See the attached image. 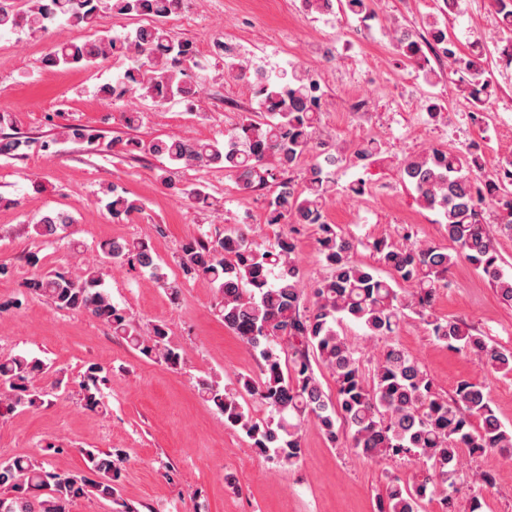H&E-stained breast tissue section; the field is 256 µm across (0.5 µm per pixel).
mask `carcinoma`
Listing matches in <instances>:
<instances>
[{
  "mask_svg": "<svg viewBox=\"0 0 512 512\" xmlns=\"http://www.w3.org/2000/svg\"><path fill=\"white\" fill-rule=\"evenodd\" d=\"M27 10L0 0V32L25 30L46 35L65 27L93 28L107 9L139 17L144 23L121 34L110 32L94 39L57 40L43 58L47 68L88 67L109 58L122 70L101 85L104 99H149L157 106L177 97L188 111L201 101L204 83L188 73L197 66L194 45L178 39L166 19L180 13L184 0H31ZM364 21L371 17V0H303L308 13L329 14L334 6ZM499 16L500 60L512 66V0H493ZM392 42L398 53L422 70L432 85L437 77L428 56L443 60L465 73L474 124L483 122L482 103L495 91L493 74L483 67L481 54L463 57L447 27L437 18L423 21V33L398 26ZM258 112L242 116L224 132V140H197L171 135L142 142L127 135L140 120L132 110L123 114L125 130L106 137L81 124L63 127L59 137L85 143L94 151L131 154L135 151L165 157L171 166L161 182L177 187L189 169L220 166L234 177L239 190L270 188L267 224H311L318 237V255L326 269L311 294L304 292L301 267L295 258L296 239L282 234L269 249L256 247L246 227L236 225L215 237L202 234L180 246L177 264L186 279H202L215 290V310L224 326L238 336L262 361L258 380L240 377L233 387L200 379L199 394L212 403L231 427L241 429L251 446L284 468L297 466L302 457L301 430L315 421L331 445L347 429L348 449L375 461L407 458L417 476L406 481L385 474L376 497L377 512H423L425 502L438 501L440 512H455L462 455H498L512 460V430L499 421L486 387L461 381L451 398L439 396L433 379L419 362L398 346L384 345L374 359L372 375L362 366V351L343 336L351 322L364 335L387 339L411 312L433 336L448 347L464 351L496 373H512V349L489 343L476 328L462 320L445 319L433 309L448 270L464 260L489 281L499 300L512 306V275L503 270L497 236L512 237V151L501 154L490 175L483 173L480 144L455 148L432 146L402 158L397 166L401 182L414 192L416 202L441 217L448 245L419 243L407 229L404 243L387 238L367 242L376 264L356 258L357 242L327 221L333 198L360 196L366 183L343 185L336 168L352 156L369 165L381 154L376 138L360 141L352 151L336 147L323 137L320 115L323 98L314 93L311 73L300 66L284 77L263 76L258 82ZM12 125L11 115L0 112V156L14 158L28 148L23 136L1 132ZM105 209L112 222L121 223L143 211L141 200L111 185L104 192ZM72 223L63 212L32 220L35 235L52 238ZM114 264H136L153 282L178 294L168 282L159 258L141 239H112L101 247ZM33 275L23 282L27 292L49 300L58 310L88 314L109 327L142 355L176 369L184 355L168 344L162 322L144 327L112 303L103 288L99 263L87 261L80 271H44L37 254L28 256ZM332 376L336 392L324 390L315 368ZM46 372L44 362L22 354L0 358V402L8 411L44 405L47 390L34 383ZM104 368L90 365L79 384L86 409L104 414L101 385ZM266 412L255 417L245 397ZM479 425H474L473 420ZM87 469L76 473L47 470L31 456L0 461V512H70L79 499L110 501L119 512L131 510L118 498L125 453L82 450Z\"/></svg>",
  "mask_w": 512,
  "mask_h": 512,
  "instance_id": "obj_1",
  "label": "carcinoma"
}]
</instances>
